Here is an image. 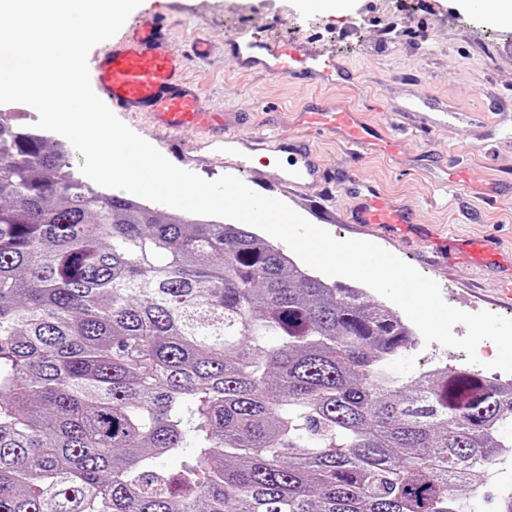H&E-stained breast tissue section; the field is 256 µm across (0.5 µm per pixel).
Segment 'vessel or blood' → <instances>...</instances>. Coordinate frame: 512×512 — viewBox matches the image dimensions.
<instances>
[{"label": "vessel or blood", "instance_id": "vessel-or-blood-1", "mask_svg": "<svg viewBox=\"0 0 512 512\" xmlns=\"http://www.w3.org/2000/svg\"><path fill=\"white\" fill-rule=\"evenodd\" d=\"M167 28L166 13L136 16L114 37L92 49L87 63L94 93L111 111L148 115L165 142L164 156L175 164L182 154L180 132L183 128L193 126L220 139L224 136V116L209 111L198 86L187 76L189 59H201L208 54L207 39L193 38L190 54H178L167 45ZM234 54L239 65H259L270 73L297 82H333L344 73L335 58L304 53L293 43L271 44L260 50L246 42L235 47ZM301 121L309 135L289 145L290 161L280 179L289 193H305L325 180V172L310 146L311 137L332 134L359 152L375 147L369 125L360 112L352 108L310 110L302 113ZM277 147L271 134H259L253 139L249 152L237 154L235 159L225 162L224 169L228 174L242 176L253 169L261 153ZM353 221L385 229L408 226L410 218L406 208L371 189L365 194Z\"/></svg>", "mask_w": 512, "mask_h": 512}]
</instances>
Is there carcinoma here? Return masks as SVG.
<instances>
[{
	"label": "carcinoma",
	"instance_id": "1",
	"mask_svg": "<svg viewBox=\"0 0 512 512\" xmlns=\"http://www.w3.org/2000/svg\"><path fill=\"white\" fill-rule=\"evenodd\" d=\"M242 224L93 188L0 123V512H479L512 391ZM186 456L176 472L162 460ZM253 230L264 240L270 242L273 245H277L282 248L286 252L292 254L299 262L304 264L301 259L293 253L287 245L283 242L271 237L267 233L263 232L260 229L253 227ZM306 265V264H304ZM307 266V265H306ZM309 267V266H307ZM311 268V267H309ZM312 271L319 276H321L326 282L333 284H341L348 287L353 288H363L367 292L371 298L385 302L387 305L394 308L397 312H399L404 318L408 317L404 314V312L395 304L379 295L375 291H373L368 286L352 280L350 278L342 277V276H327L323 273L311 268ZM328 280V281H327ZM330 281V282H329ZM409 320V319H408ZM410 321V320H409ZM411 322V321H410ZM412 323V322H411ZM413 324V323H412ZM418 334V344L409 349L408 351L403 352L400 356H398L392 363L389 365L388 373L392 377H397L402 380L410 379L411 377L418 375L421 372L432 369L434 366L439 364H465L466 360H462L461 354L462 351L452 348H446L437 342H432L427 344L419 331V329L413 324Z\"/></svg>",
	"mask_w": 512,
	"mask_h": 512
}]
</instances>
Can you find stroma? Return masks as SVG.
<instances>
[{
	"instance_id": "35a3bbf8",
	"label": "stroma",
	"mask_w": 512,
	"mask_h": 512,
	"mask_svg": "<svg viewBox=\"0 0 512 512\" xmlns=\"http://www.w3.org/2000/svg\"><path fill=\"white\" fill-rule=\"evenodd\" d=\"M343 10L318 12L306 0H143L141 11L169 15V45L183 50L204 36L209 55L187 75L205 104L223 113L231 144L188 128L182 169L213 181L224 174L226 149L246 150L269 129L285 143L302 137L299 114L327 104L360 112L375 128L377 148L358 154L333 135L315 138L332 177L325 190L284 200L339 240L371 241L436 281L447 304L465 312L512 318L498 288L512 277V22L490 21L459 0H346ZM262 44L300 42L310 53L335 56L347 81L301 85L230 57L241 28ZM411 206V231L389 235L352 224L357 195L347 173ZM462 174L463 184L452 180ZM493 188L491 198L480 189ZM480 242L479 257L459 244ZM459 350L418 342L392 361L390 376L407 380L439 364H457Z\"/></svg>"
}]
</instances>
